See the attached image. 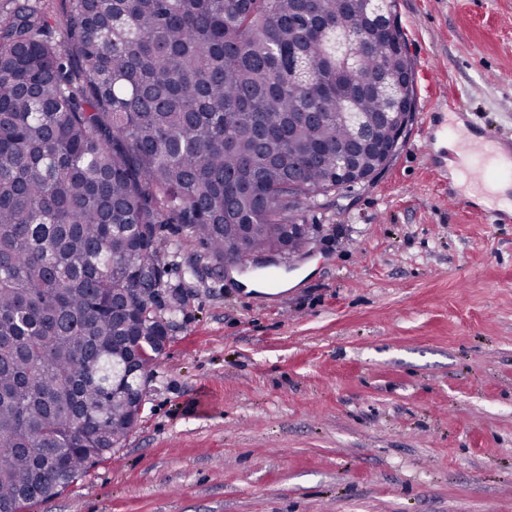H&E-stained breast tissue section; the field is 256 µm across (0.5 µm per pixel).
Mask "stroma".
Here are the masks:
<instances>
[{
  "label": "stroma",
  "instance_id": "stroma-1",
  "mask_svg": "<svg viewBox=\"0 0 512 512\" xmlns=\"http://www.w3.org/2000/svg\"><path fill=\"white\" fill-rule=\"evenodd\" d=\"M415 118L366 186L297 206L307 258L241 275L179 225L180 299L122 448L26 512H512V223L450 160L452 95L512 138V0H397Z\"/></svg>",
  "mask_w": 512,
  "mask_h": 512
}]
</instances>
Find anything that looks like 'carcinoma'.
I'll return each instance as SVG.
<instances>
[{
  "label": "carcinoma",
  "instance_id": "cac0c4a2",
  "mask_svg": "<svg viewBox=\"0 0 512 512\" xmlns=\"http://www.w3.org/2000/svg\"><path fill=\"white\" fill-rule=\"evenodd\" d=\"M23 0L0 10V512L56 496L122 447L112 365L158 336L165 224L220 265L283 242L297 203L329 194L356 112L371 138L383 69L413 70L404 33L357 42L366 0ZM63 28L62 39L54 29ZM285 138L251 129L307 111Z\"/></svg>",
  "mask_w": 512,
  "mask_h": 512
}]
</instances>
